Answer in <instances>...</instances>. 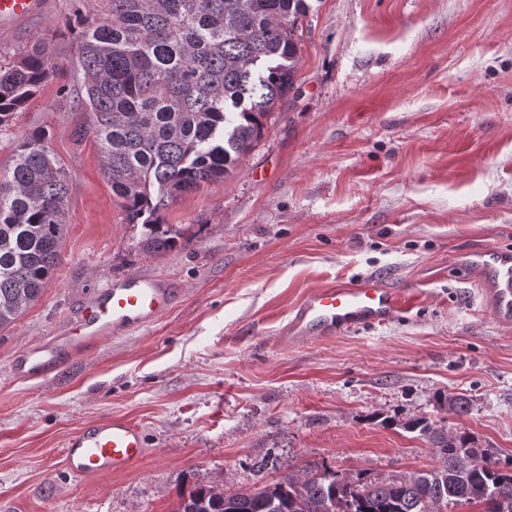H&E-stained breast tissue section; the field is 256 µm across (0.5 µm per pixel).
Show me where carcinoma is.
Instances as JSON below:
<instances>
[{"instance_id": "cac0c4a2", "label": "carcinoma", "mask_w": 512, "mask_h": 512, "mask_svg": "<svg viewBox=\"0 0 512 512\" xmlns=\"http://www.w3.org/2000/svg\"><path fill=\"white\" fill-rule=\"evenodd\" d=\"M310 11L307 0H107L106 16L91 18L77 5L64 28L0 68V131L59 68L49 42L77 33V134L93 135L112 197L127 223L142 225L147 248H170L181 228L163 223L162 211L224 179L261 137L294 87ZM69 191V170L43 131L27 134L0 169V332L55 274ZM438 402L450 415L469 407L461 394L441 393ZM405 427L429 444L436 466L377 481L317 466L233 494L201 486L175 512H446L463 501L512 512V455L426 417Z\"/></svg>"}]
</instances>
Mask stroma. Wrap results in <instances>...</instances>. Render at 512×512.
I'll return each mask as SVG.
<instances>
[{
  "label": "stroma",
  "mask_w": 512,
  "mask_h": 512,
  "mask_svg": "<svg viewBox=\"0 0 512 512\" xmlns=\"http://www.w3.org/2000/svg\"><path fill=\"white\" fill-rule=\"evenodd\" d=\"M45 2L0 31V66L73 13ZM309 2L293 90L235 171L163 211L184 236L158 253L77 137L73 43L52 42L63 68L0 133V167L42 128L71 178L56 276L0 332V512H175L193 486L255 489L309 464L402 478L436 463L404 427L422 416L512 454V323L465 265L512 251V0ZM127 277L171 283L173 306L50 375L14 373ZM364 278L417 297L381 324L285 337L312 290ZM440 390L467 394L468 414L444 412ZM111 416L142 428L145 457L66 469L70 434Z\"/></svg>",
  "instance_id": "35a3bbf8"
}]
</instances>
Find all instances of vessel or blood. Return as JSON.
I'll return each mask as SVG.
<instances>
[{
  "label": "vessel or blood",
  "mask_w": 512,
  "mask_h": 512,
  "mask_svg": "<svg viewBox=\"0 0 512 512\" xmlns=\"http://www.w3.org/2000/svg\"><path fill=\"white\" fill-rule=\"evenodd\" d=\"M43 9L44 0H0V27L29 20ZM468 264L480 272L489 288L493 317L512 321V252L494 247L474 250ZM172 300V289L159 280H114L81 308L66 335L49 337L24 350L15 358L14 370L22 377L49 375L69 354L92 351L112 333L157 319ZM409 302L408 296L370 279L354 285L333 284L305 297L295 308L287 331L297 339H318L356 325L386 321ZM144 454L145 438L139 425L111 417L76 431L66 443L65 462L79 475L97 477L125 470Z\"/></svg>",
  "instance_id": "b4317fda"
}]
</instances>
